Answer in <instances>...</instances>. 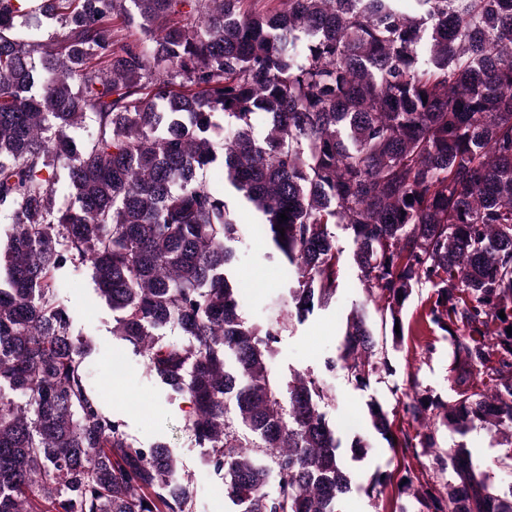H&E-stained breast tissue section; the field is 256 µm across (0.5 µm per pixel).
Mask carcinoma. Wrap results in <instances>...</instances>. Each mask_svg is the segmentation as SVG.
<instances>
[{"mask_svg": "<svg viewBox=\"0 0 512 512\" xmlns=\"http://www.w3.org/2000/svg\"><path fill=\"white\" fill-rule=\"evenodd\" d=\"M231 195L283 269L273 305L300 324L336 301L338 225L392 337L434 288L422 319L449 334L460 376L451 403L416 395L407 412L512 454V0H0V512H193L170 448L131 439L90 380L91 339L59 300L80 266L112 335L192 404L235 512H339L353 479L332 395L272 373L287 323L243 316ZM327 366L358 386L388 367L363 310ZM368 416L449 474L377 471L367 492L512 512V487L490 492L464 446L395 437L378 403Z\"/></svg>", "mask_w": 512, "mask_h": 512, "instance_id": "1", "label": "carcinoma"}]
</instances>
